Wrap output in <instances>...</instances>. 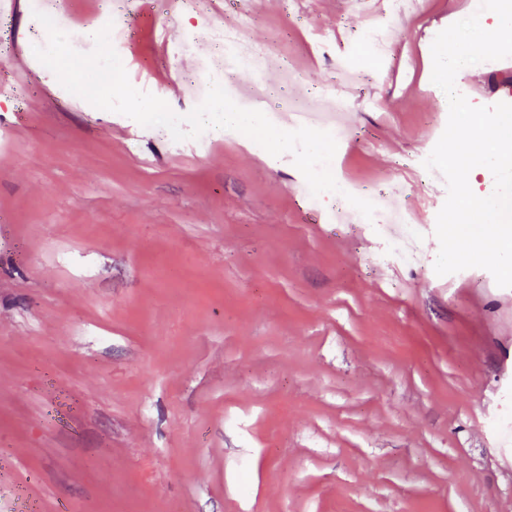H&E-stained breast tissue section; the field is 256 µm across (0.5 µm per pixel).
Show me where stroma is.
<instances>
[{
	"instance_id": "1",
	"label": "stroma",
	"mask_w": 512,
	"mask_h": 512,
	"mask_svg": "<svg viewBox=\"0 0 512 512\" xmlns=\"http://www.w3.org/2000/svg\"><path fill=\"white\" fill-rule=\"evenodd\" d=\"M367 8L382 63L350 54L345 0H250L271 60L229 83L350 92L338 172L366 195L407 190L413 266L308 210L291 154L217 135L202 155L43 97L58 80L30 64L29 13L0 20V512H512V448L491 432L512 413V287L436 274L446 181L407 161L448 120L432 42L471 8ZM132 9L122 64L159 71L135 88L178 106L193 63L163 61L153 0Z\"/></svg>"
}]
</instances>
